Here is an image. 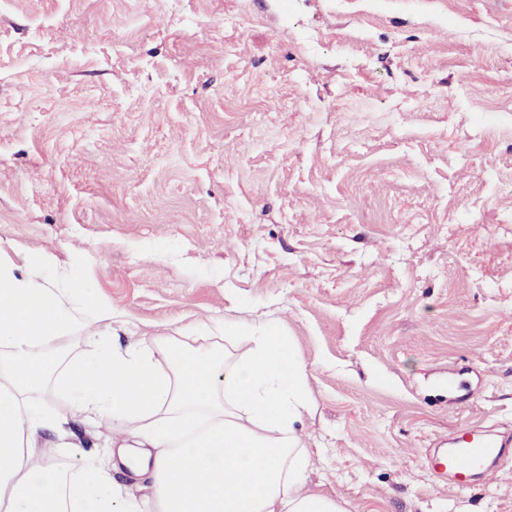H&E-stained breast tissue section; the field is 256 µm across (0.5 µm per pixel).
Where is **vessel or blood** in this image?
<instances>
[{
  "label": "vessel or blood",
  "instance_id": "vessel-or-blood-1",
  "mask_svg": "<svg viewBox=\"0 0 512 512\" xmlns=\"http://www.w3.org/2000/svg\"><path fill=\"white\" fill-rule=\"evenodd\" d=\"M454 448L446 453L431 456L432 468L448 476L451 484L466 487L483 474L491 460L502 453L503 444L472 426L456 436Z\"/></svg>",
  "mask_w": 512,
  "mask_h": 512
}]
</instances>
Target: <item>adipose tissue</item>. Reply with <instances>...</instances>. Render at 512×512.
Returning a JSON list of instances; mask_svg holds the SVG:
<instances>
[{
    "label": "adipose tissue",
    "mask_w": 512,
    "mask_h": 512,
    "mask_svg": "<svg viewBox=\"0 0 512 512\" xmlns=\"http://www.w3.org/2000/svg\"><path fill=\"white\" fill-rule=\"evenodd\" d=\"M44 260L0 259V512H342L307 491L295 424L313 405L306 366L277 324L200 322L177 335L110 344L121 314L42 275ZM96 345L70 358L71 340ZM70 398L47 414L41 394ZM110 425L130 488L91 464L77 477L41 458L44 431Z\"/></svg>",
    "instance_id": "adipose-tissue-1"
}]
</instances>
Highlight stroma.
I'll return each mask as SVG.
<instances>
[{
  "label": "stroma",
  "mask_w": 512,
  "mask_h": 512,
  "mask_svg": "<svg viewBox=\"0 0 512 512\" xmlns=\"http://www.w3.org/2000/svg\"><path fill=\"white\" fill-rule=\"evenodd\" d=\"M0 252L128 331L275 321L344 512H512V453L425 465L512 433V0H0ZM454 443V448L433 455L428 461L435 471L448 476L450 484L459 487L471 485L477 476L485 472L489 462L502 454L506 445L476 426L463 430Z\"/></svg>",
  "instance_id": "stroma-1"
}]
</instances>
